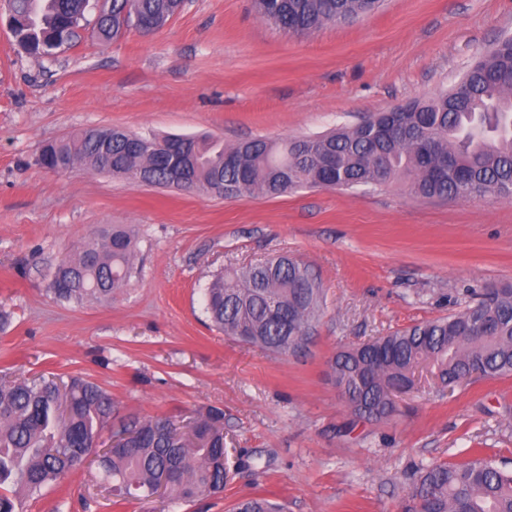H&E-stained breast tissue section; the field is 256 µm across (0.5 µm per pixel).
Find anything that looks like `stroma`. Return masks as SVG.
<instances>
[{
	"instance_id": "35a3bbf8",
	"label": "stroma",
	"mask_w": 512,
	"mask_h": 512,
	"mask_svg": "<svg viewBox=\"0 0 512 512\" xmlns=\"http://www.w3.org/2000/svg\"><path fill=\"white\" fill-rule=\"evenodd\" d=\"M510 34L512 0H384L307 35L254 0H184L153 34L37 59L0 0V382L84 376L123 413L177 423L222 407L229 468L222 495L190 504L113 503L99 468H83L23 512H229L251 496L286 512H406L420 468L480 451L512 471V376L447 387L420 366L384 421L355 417L329 376L340 349L512 283V201L397 185L224 198L35 162L90 126L228 144L323 134L449 89ZM112 224L137 233L136 276L106 302L57 299V264ZM282 254L318 276L325 311L303 351L274 356L213 327L203 293L227 267Z\"/></svg>"
}]
</instances>
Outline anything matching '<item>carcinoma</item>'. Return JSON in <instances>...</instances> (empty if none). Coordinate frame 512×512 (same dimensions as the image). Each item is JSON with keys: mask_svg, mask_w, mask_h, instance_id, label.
I'll use <instances>...</instances> for the list:
<instances>
[{"mask_svg": "<svg viewBox=\"0 0 512 512\" xmlns=\"http://www.w3.org/2000/svg\"><path fill=\"white\" fill-rule=\"evenodd\" d=\"M182 0H112V12L95 17L93 31L110 45L135 21H169ZM13 34L30 56L74 47L90 0H8ZM380 0H256L258 13L279 30L309 34L328 23L353 21ZM512 39L497 42L448 91L373 114L332 132L280 142L252 139L227 146L211 135L194 136L196 162L188 188L218 197L284 195L302 187H383L399 183L420 199L494 196L512 200ZM119 128L82 130L48 144L36 162L61 171L85 166L131 181L173 178L170 147L180 136H145ZM135 235L114 225L72 249L56 267L51 291L65 302L109 300L126 287L135 268ZM210 321L224 335L249 336L272 355L297 353L319 322L324 292L318 277L297 259L272 257L214 277L204 292ZM422 363L445 384L468 380L472 369L497 379L512 376V286L479 297L445 318L415 324L337 352L330 364L342 395L359 401L361 418L394 415L391 389L412 384ZM194 438L183 442L167 417L120 415V404L98 384L65 380L0 383V512H21V498L58 484L82 465L84 452L107 426L126 438L100 457L116 501L150 498L158 474L174 471L171 502L190 503L224 490L228 478L224 410L210 406L194 419ZM411 498L417 512H512V472L475 456L420 469ZM233 512H279L264 497L238 501Z\"/></svg>", "mask_w": 512, "mask_h": 512, "instance_id": "1", "label": "carcinoma"}]
</instances>
